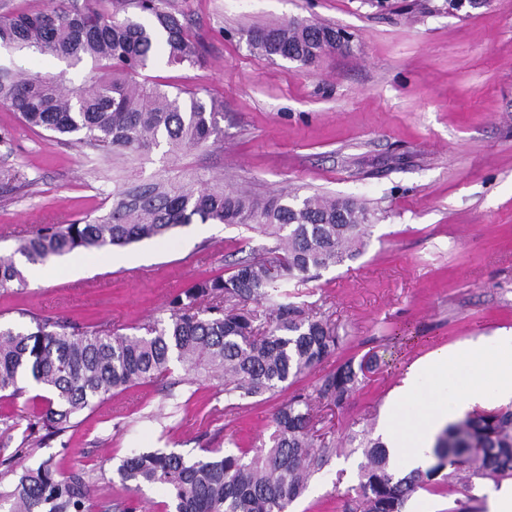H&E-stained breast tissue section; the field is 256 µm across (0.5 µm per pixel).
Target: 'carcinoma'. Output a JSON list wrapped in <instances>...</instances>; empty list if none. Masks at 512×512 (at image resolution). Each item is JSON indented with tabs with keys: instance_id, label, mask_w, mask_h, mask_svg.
<instances>
[{
	"instance_id": "obj_1",
	"label": "carcinoma",
	"mask_w": 512,
	"mask_h": 512,
	"mask_svg": "<svg viewBox=\"0 0 512 512\" xmlns=\"http://www.w3.org/2000/svg\"><path fill=\"white\" fill-rule=\"evenodd\" d=\"M139 10L147 22L129 16ZM250 47L270 59L308 65L336 42V28L293 18L247 32ZM0 51L14 58L28 51L91 68L78 85L64 73L21 72L0 64V106L24 125L70 137L93 150L119 149L143 156L164 143L168 151L220 141L217 116L224 103L197 92L171 94L139 81L158 55L169 66L200 62L199 41L170 0H48L39 9L0 13ZM110 205L72 223L36 230L14 253L0 256V288L25 281L16 256L30 265L75 250L110 251L164 237L192 222L242 224L273 240L269 257L236 260L229 275L200 280L172 296L168 320L141 334L82 330L63 318L31 317L29 330L0 328V393L25 392L27 377L49 396L28 416L57 434L100 401L145 382L162 381L176 362L187 373L224 381V408L291 386L336 353V328L290 300L288 284L305 283L319 271L361 253L375 212L356 199L296 192L265 198L224 186L200 174L188 182L160 180L116 185ZM266 305L260 314L250 304ZM372 361L346 362L325 373L312 392L299 389L273 416L269 441L258 448H212L187 458L176 452L135 453L117 467L120 482L137 492L164 488L175 512H286L308 489L311 476L337 453L324 410L342 409ZM363 449L357 495L347 512H403L418 489L447 483L466 469L461 493L473 501V479L512 476V406L475 412L448 424L437 436L434 462L399 471L379 437L352 436ZM92 486L84 472H60L49 457L0 488V512H90Z\"/></svg>"
}]
</instances>
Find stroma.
I'll list each match as a JSON object with an SVG mask.
<instances>
[{
	"label": "stroma",
	"mask_w": 512,
	"mask_h": 512,
	"mask_svg": "<svg viewBox=\"0 0 512 512\" xmlns=\"http://www.w3.org/2000/svg\"><path fill=\"white\" fill-rule=\"evenodd\" d=\"M203 46L195 67L164 60L145 77L168 91L222 100L216 145L138 159L102 153L26 127L0 107V254L43 224L66 225L103 201V186L196 174L250 194L277 190L365 201L379 215L365 250L299 285L343 338L335 355L302 376L312 389L346 362L379 366L332 417L339 438L378 429L392 391L418 358L442 347L492 343L512 330V0L455 11L447 0H171ZM292 18L342 28L347 51L302 65L255 53L246 32ZM243 227L194 223L173 237L93 252L77 277L51 273L0 289V325L20 311L100 324L118 334L167 318L172 295L228 274L242 253L268 245ZM42 389L0 399V485L52 457L83 470L93 512H172L171 497L146 486L130 494L116 468L132 451L187 456L267 441L289 391L224 408V384L174 367L169 381L127 389L84 412L63 435L40 431L15 453ZM361 449L347 448L311 478L288 512H345L358 484ZM454 484L418 490L404 512H458Z\"/></svg>",
	"instance_id": "stroma-1"
}]
</instances>
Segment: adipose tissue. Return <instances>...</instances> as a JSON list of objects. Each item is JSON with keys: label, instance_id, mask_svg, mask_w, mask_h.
Masks as SVG:
<instances>
[{"label": "adipose tissue", "instance_id": "adipose-tissue-1", "mask_svg": "<svg viewBox=\"0 0 512 512\" xmlns=\"http://www.w3.org/2000/svg\"><path fill=\"white\" fill-rule=\"evenodd\" d=\"M512 403V332L493 344L441 348L414 361L381 422L391 454L417 465L437 435L478 404Z\"/></svg>", "mask_w": 512, "mask_h": 512}]
</instances>
